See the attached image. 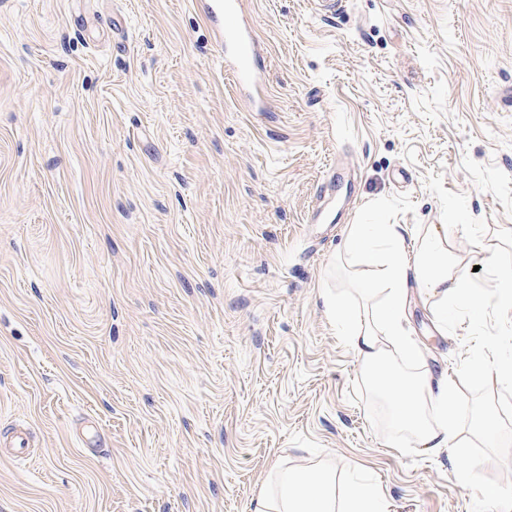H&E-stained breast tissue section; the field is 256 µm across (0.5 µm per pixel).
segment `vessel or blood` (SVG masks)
Masks as SVG:
<instances>
[{
    "label": "vessel or blood",
    "mask_w": 512,
    "mask_h": 512,
    "mask_svg": "<svg viewBox=\"0 0 512 512\" xmlns=\"http://www.w3.org/2000/svg\"><path fill=\"white\" fill-rule=\"evenodd\" d=\"M203 12L218 25L216 33L224 46V64L232 71L237 86L249 98L254 111H265V101L257 92L261 45L253 28L239 19L241 0H204Z\"/></svg>",
    "instance_id": "obj_1"
}]
</instances>
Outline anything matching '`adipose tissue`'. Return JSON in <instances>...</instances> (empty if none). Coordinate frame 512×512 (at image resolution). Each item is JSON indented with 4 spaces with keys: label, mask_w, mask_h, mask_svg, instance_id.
<instances>
[{
    "label": "adipose tissue",
    "mask_w": 512,
    "mask_h": 512,
    "mask_svg": "<svg viewBox=\"0 0 512 512\" xmlns=\"http://www.w3.org/2000/svg\"><path fill=\"white\" fill-rule=\"evenodd\" d=\"M347 246L363 253L366 264L383 263L385 299L367 317L333 296L328 299L329 308L365 371L386 393L395 421L412 430L426 453L441 454L456 438L455 386L427 375L412 380L384 376L380 370L392 353L415 351L402 326L409 285L443 304L460 299L479 308L484 298L467 288L463 270H449L448 234L438 227L427 228L418 245L410 248L404 225L353 224ZM380 500L369 482L351 481L340 490L335 474L315 467L280 473L274 487L260 492L255 512H382Z\"/></svg>",
    "instance_id": "1"
}]
</instances>
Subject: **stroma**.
Returning a JSON list of instances; mask_svg holds the SVG:
<instances>
[{
	"mask_svg": "<svg viewBox=\"0 0 512 512\" xmlns=\"http://www.w3.org/2000/svg\"><path fill=\"white\" fill-rule=\"evenodd\" d=\"M316 2L243 0L254 112L195 0H0V512H254L315 466L470 512L326 300L349 225H447L473 267L512 229V0ZM433 304L393 375L455 378Z\"/></svg>",
	"mask_w": 512,
	"mask_h": 512,
	"instance_id": "35a3bbf8",
	"label": "stroma"
}]
</instances>
